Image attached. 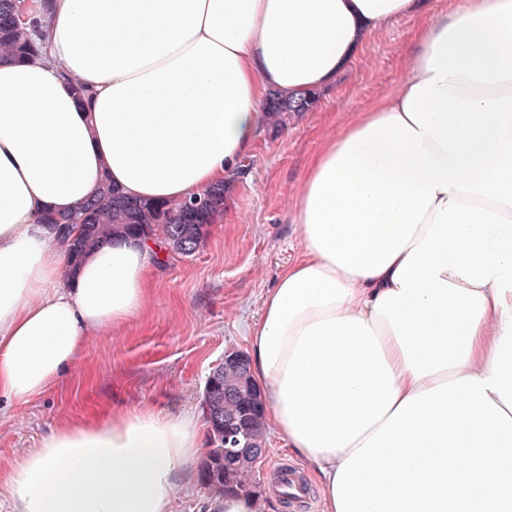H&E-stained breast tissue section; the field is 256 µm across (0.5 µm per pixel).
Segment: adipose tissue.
I'll use <instances>...</instances> for the list:
<instances>
[{
    "instance_id": "1",
    "label": "adipose tissue",
    "mask_w": 512,
    "mask_h": 512,
    "mask_svg": "<svg viewBox=\"0 0 512 512\" xmlns=\"http://www.w3.org/2000/svg\"><path fill=\"white\" fill-rule=\"evenodd\" d=\"M437 2L53 0L46 56L0 60V399L63 379L89 330L152 297L153 241L73 268L44 213L105 179L151 200L233 184L269 92L332 83L414 15L407 77L295 188L300 250L249 332L251 371L324 512H512V0ZM201 444L193 418L148 408L61 423L0 499L171 512Z\"/></svg>"
}]
</instances>
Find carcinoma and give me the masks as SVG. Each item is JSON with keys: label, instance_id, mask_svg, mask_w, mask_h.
I'll list each match as a JSON object with an SVG mask.
<instances>
[{"label": "carcinoma", "instance_id": "carcinoma-1", "mask_svg": "<svg viewBox=\"0 0 512 512\" xmlns=\"http://www.w3.org/2000/svg\"><path fill=\"white\" fill-rule=\"evenodd\" d=\"M50 0L32 6L30 18L20 22L15 0H0V56L23 61L39 55L37 42L46 36ZM315 93L298 99L274 91L269 93L267 109L276 119L290 112H306L314 103ZM225 185L203 190L199 195L177 203L155 202L129 197L103 181L99 194L70 215L47 214L43 223L62 240L69 239L71 227H79L71 240V262L129 237L154 239L166 251L184 256L194 254L209 235V228L224 212ZM261 395L251 373L249 357L241 362H226L221 370L211 373L206 382L203 405L208 424L206 460L213 468L203 475L201 483L210 494H222L224 488L238 483L252 469V461L230 459L224 446V428H239L241 448L265 446L266 426Z\"/></svg>", "mask_w": 512, "mask_h": 512}]
</instances>
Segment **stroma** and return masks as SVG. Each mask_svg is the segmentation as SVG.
I'll return each mask as SVG.
<instances>
[{
	"label": "stroma",
	"instance_id": "stroma-1",
	"mask_svg": "<svg viewBox=\"0 0 512 512\" xmlns=\"http://www.w3.org/2000/svg\"><path fill=\"white\" fill-rule=\"evenodd\" d=\"M421 18L406 17L369 41L364 53L319 92L313 107L264 129L244 160L248 179L232 185L224 212L194 255L167 254L153 276L149 307L122 329L88 331L72 372L29 401L0 403V471L36 447L59 423L105 408L147 407L163 416L202 415L206 380L228 351H248L249 328L266 292L297 254L289 198L304 166L333 124L390 94L407 74L411 35ZM281 436L266 435V453L251 487L268 493L271 512H321L314 486L289 502L272 492L288 464ZM209 493L191 465L176 488L172 512H206Z\"/></svg>",
	"mask_w": 512,
	"mask_h": 512
}]
</instances>
